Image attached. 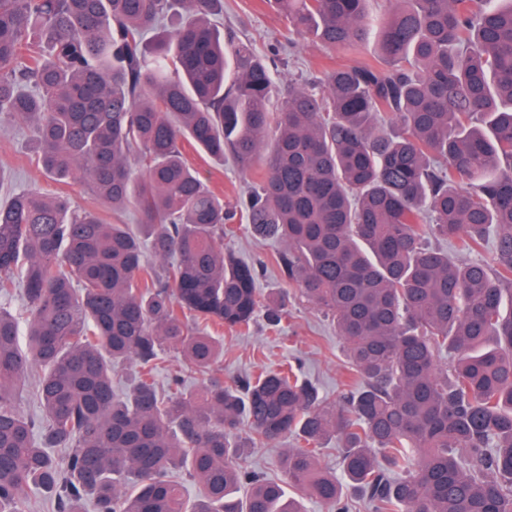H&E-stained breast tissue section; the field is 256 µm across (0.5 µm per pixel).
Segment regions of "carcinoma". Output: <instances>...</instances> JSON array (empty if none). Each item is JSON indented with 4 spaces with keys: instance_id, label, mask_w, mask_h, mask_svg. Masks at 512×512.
<instances>
[{
    "instance_id": "carcinoma-1",
    "label": "carcinoma",
    "mask_w": 512,
    "mask_h": 512,
    "mask_svg": "<svg viewBox=\"0 0 512 512\" xmlns=\"http://www.w3.org/2000/svg\"><path fill=\"white\" fill-rule=\"evenodd\" d=\"M268 2L328 49L374 36V62L280 88L215 28L223 0H0V122L27 127L54 180L142 217L30 188L0 203V512L30 490L56 512H305L296 494L352 512L349 491L371 512H512V0ZM186 142L262 168L241 220L335 321L355 379L336 402L291 368L211 374L216 330L275 331L287 311L224 250L237 212ZM430 236L470 255L492 236L495 263ZM168 348L196 389L175 374L160 393ZM34 368L42 419L18 403ZM288 436L284 478L251 469ZM333 438L338 474L320 464Z\"/></svg>"
}]
</instances>
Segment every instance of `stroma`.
Segmentation results:
<instances>
[{"mask_svg": "<svg viewBox=\"0 0 512 512\" xmlns=\"http://www.w3.org/2000/svg\"><path fill=\"white\" fill-rule=\"evenodd\" d=\"M222 22L225 29L234 31L258 54H267L271 46H278L280 55L275 78L282 83L309 76L320 81L333 68L373 60L377 53L376 42L372 39L353 54L300 41L289 33L286 22L265 0H224ZM184 154L210 188L223 197L225 206H234L259 180L257 171H241L231 159L214 160L189 145L185 146ZM0 178L15 187L63 192L83 204L89 201L87 190L80 182L49 178L37 162L27 132L7 123L0 124ZM233 227V234L224 238L225 249L243 260L259 264L258 286L262 292L280 288L275 261L279 243L255 239L247 224L237 221ZM286 307L288 317L279 331H270L261 320L246 332L224 330V355L214 365V375L230 383L259 370H276L284 363L298 360L305 377L318 385L322 395L335 399L351 382L335 323L292 293L286 298Z\"/></svg>", "mask_w": 512, "mask_h": 512, "instance_id": "stroma-1", "label": "stroma"}]
</instances>
